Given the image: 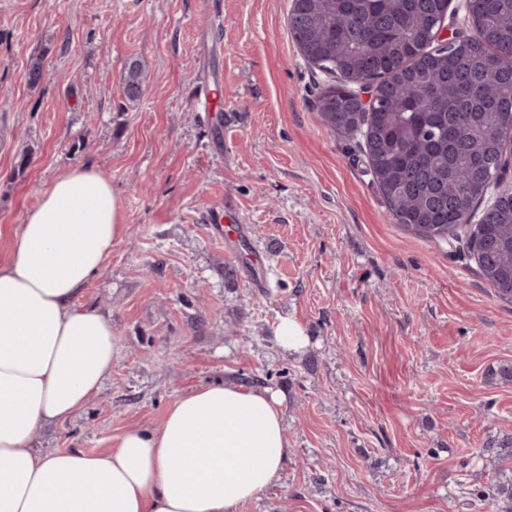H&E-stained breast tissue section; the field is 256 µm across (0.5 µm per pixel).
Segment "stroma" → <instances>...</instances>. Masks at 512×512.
<instances>
[{
    "label": "stroma",
    "instance_id": "35a3bbf8",
    "mask_svg": "<svg viewBox=\"0 0 512 512\" xmlns=\"http://www.w3.org/2000/svg\"><path fill=\"white\" fill-rule=\"evenodd\" d=\"M291 3L0 0V263L74 166L111 182L126 224L76 299L112 320V374L36 447L103 453L195 387L261 379L283 399L290 454L239 512H496L470 495L495 478L487 441L512 436V384L488 379L512 361V298L468 247L488 203L448 241L395 223L360 137L320 115L334 78L301 58ZM204 80L223 118L196 112ZM218 205L239 240L211 237ZM249 244L269 287L244 267ZM287 318L310 338L302 353L275 340Z\"/></svg>",
    "mask_w": 512,
    "mask_h": 512
}]
</instances>
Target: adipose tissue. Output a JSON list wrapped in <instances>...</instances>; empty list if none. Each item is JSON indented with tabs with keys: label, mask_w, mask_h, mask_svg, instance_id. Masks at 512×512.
<instances>
[{
	"label": "adipose tissue",
	"mask_w": 512,
	"mask_h": 512,
	"mask_svg": "<svg viewBox=\"0 0 512 512\" xmlns=\"http://www.w3.org/2000/svg\"><path fill=\"white\" fill-rule=\"evenodd\" d=\"M94 166L58 175L0 264V512H238L280 477L289 446L269 389L203 386L157 430L107 452L39 454L36 433L76 417L112 373V322L76 297L124 234Z\"/></svg>",
	"instance_id": "1"
}]
</instances>
